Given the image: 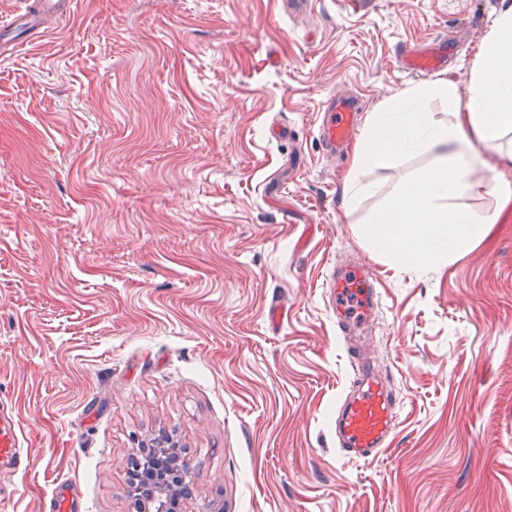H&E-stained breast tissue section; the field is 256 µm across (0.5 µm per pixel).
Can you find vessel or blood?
<instances>
[{
  "label": "vessel or blood",
  "mask_w": 512,
  "mask_h": 512,
  "mask_svg": "<svg viewBox=\"0 0 512 512\" xmlns=\"http://www.w3.org/2000/svg\"><path fill=\"white\" fill-rule=\"evenodd\" d=\"M455 50L451 40L440 39L421 47L400 51L398 58L407 69L428 74L447 68ZM358 101L347 95H331L322 108L318 128L325 153H340L357 131ZM336 292V317L341 329L354 331L371 316L378 292L369 273L360 267L337 270L331 278ZM336 443L343 456L362 462L378 458L391 443L396 426L395 399L381 373L362 361L348 392L336 404ZM0 455L14 466L24 463V450L14 427L0 429Z\"/></svg>",
  "instance_id": "vessel-or-blood-1"
}]
</instances>
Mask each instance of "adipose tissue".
<instances>
[{"label":"adipose tissue","instance_id":"ef3b65f1","mask_svg":"<svg viewBox=\"0 0 512 512\" xmlns=\"http://www.w3.org/2000/svg\"><path fill=\"white\" fill-rule=\"evenodd\" d=\"M448 104V122L441 125L425 112L431 99ZM512 130V5L493 22L482 62L467 98L454 86L436 81L408 89L372 113L355 158L357 175L347 182L351 197L369 192L359 172L393 168L403 156L437 151V166L403 184L393 200L377 211L362 233L375 249L400 264L445 261L482 239L488 227L448 201L464 192L473 142L494 154L499 165L512 167V149L501 146Z\"/></svg>","mask_w":512,"mask_h":512}]
</instances>
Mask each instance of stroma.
Here are the masks:
<instances>
[{
    "mask_svg": "<svg viewBox=\"0 0 512 512\" xmlns=\"http://www.w3.org/2000/svg\"><path fill=\"white\" fill-rule=\"evenodd\" d=\"M0 0V512H133L129 461L169 433L183 512H512V168L454 206L490 222L403 266L360 234L435 152L363 172L327 156L319 108L377 111L423 74L399 51L459 40L467 96L502 0ZM293 139L273 141L271 124ZM370 267L359 342L396 397L375 461L344 458L354 371L331 275ZM0 455L7 457L14 466L24 463V450L15 431L14 423L0 429Z\"/></svg>",
    "mask_w": 512,
    "mask_h": 512,
    "instance_id": "1",
    "label": "stroma"
}]
</instances>
